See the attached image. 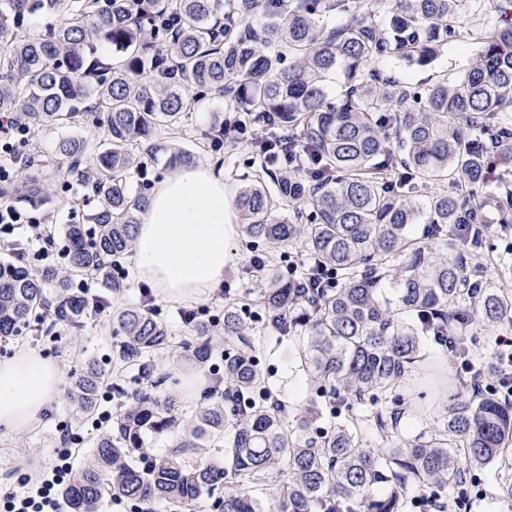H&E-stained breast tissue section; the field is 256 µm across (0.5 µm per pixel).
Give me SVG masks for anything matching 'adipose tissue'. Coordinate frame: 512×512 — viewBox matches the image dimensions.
Listing matches in <instances>:
<instances>
[{"instance_id":"1","label":"adipose tissue","mask_w":512,"mask_h":512,"mask_svg":"<svg viewBox=\"0 0 512 512\" xmlns=\"http://www.w3.org/2000/svg\"><path fill=\"white\" fill-rule=\"evenodd\" d=\"M240 234L235 190L203 164L166 175L153 188L134 235V278L155 298L205 299L222 285ZM65 371L36 352L0 361V425L31 426L59 398Z\"/></svg>"}]
</instances>
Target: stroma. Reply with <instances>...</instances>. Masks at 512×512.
<instances>
[{"instance_id": "stroma-1", "label": "stroma", "mask_w": 512, "mask_h": 512, "mask_svg": "<svg viewBox=\"0 0 512 512\" xmlns=\"http://www.w3.org/2000/svg\"><path fill=\"white\" fill-rule=\"evenodd\" d=\"M224 101L209 96L204 98L190 114L187 122L190 135L183 140L185 149L198 154L200 161L221 166L224 177L233 186H241L250 173L249 153L240 140H225L220 152H212L198 145L194 130L208 127L214 113L223 112ZM263 257L267 264L276 266L286 278H293L299 268L303 253L288 246L272 248L239 237L236 242V258L230 270L224 276L223 284L214 292L206 305L210 308L229 304L238 306L242 318L248 323L257 321L259 309L254 300L265 286L261 268L254 266L255 257ZM145 304L142 285L128 283L124 292L113 296L110 311L97 318L85 320L77 327L68 328L61 341L50 337L35 338L33 333L0 341V359L10 357L18 349H29L41 353L44 357L61 363L65 368L66 379H73L80 373L85 363L95 361L109 363L112 347L118 338L112 332V312L128 306L141 307ZM252 341L265 369L268 372L270 388L288 404L289 411L304 406L310 395V385L298 363L288 357V342L277 335L256 329ZM177 351L166 352L162 357L153 359L152 381L138 378L136 367H128L122 373V382L131 391H146L166 398L171 405V415L176 419H186L196 407L211 400L210 387H202L192 399H184L180 387V371L175 366ZM67 424L81 435L83 442L76 448L74 465H81L93 448L95 436L88 433L84 420L73 417V406L68 396L45 408L39 420L26 432L18 433L0 426V491L13 487L20 475L38 477L47 472L52 460L53 449L58 444V424ZM480 480L478 489L460 493L451 487L444 491L447 501H455L460 496H468L470 506L457 507L456 512H512V503H504L494 495V490L504 479V473L494 466L477 469Z\"/></svg>"}]
</instances>
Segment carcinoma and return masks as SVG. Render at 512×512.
I'll use <instances>...</instances> for the list:
<instances>
[{"label":"carcinoma","mask_w":512,"mask_h":512,"mask_svg":"<svg viewBox=\"0 0 512 512\" xmlns=\"http://www.w3.org/2000/svg\"><path fill=\"white\" fill-rule=\"evenodd\" d=\"M163 13L178 31L162 25ZM478 15L467 30L475 52L456 79L400 80L385 70L431 68ZM43 16L59 23L31 22ZM209 93L269 132L239 137L256 166L236 195L241 232L295 245L336 271V287L305 316L296 281L273 268L259 301L266 330L302 338L290 354L315 398L288 418L266 385L252 328L229 306L219 321L228 395L197 408L170 452L138 463L147 436L174 419L156 398L115 383L120 411L63 487L71 512H98L107 496L193 512L220 485L221 512H408L414 489L438 494L478 468L509 465L512 405L493 396L462 392L433 430L409 437L402 412L364 407L425 364L426 340L443 329L436 314L458 319L461 347L476 319L490 332L512 323V291L474 287L454 233L464 220L512 224V0H0V112L33 131L85 129L61 139L55 157L32 158L11 191L40 207L50 178L87 189L60 229L73 275L123 288L106 273L132 250L148 205L130 174L158 152L172 169L194 165L176 135ZM232 122L214 115L200 139L224 138ZM283 134L304 152L272 170L264 157L281 151ZM423 186L434 187L424 202ZM88 207V222L77 220ZM424 214L426 242L414 233ZM69 281L56 268L0 262V337L22 335L57 307L72 325L91 316V302L68 298ZM112 323L124 336L117 374L172 347L168 327L144 309L116 310ZM191 331L204 363L214 325L201 319ZM105 378L90 362L73 383L88 417ZM367 422L381 447L362 446ZM220 439L223 458L190 460ZM276 472L288 481L269 504L243 488Z\"/></svg>","instance_id":"cac0c4a2"}]
</instances>
